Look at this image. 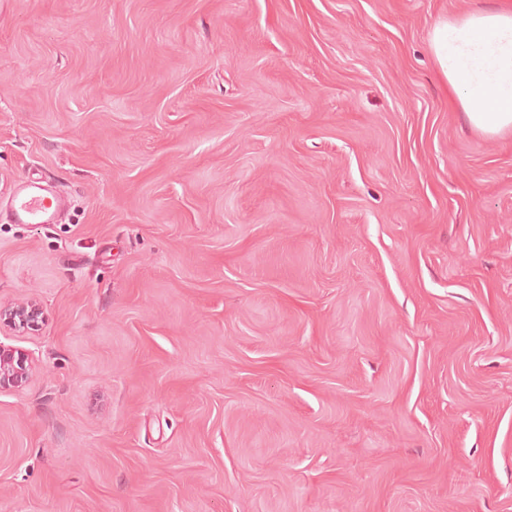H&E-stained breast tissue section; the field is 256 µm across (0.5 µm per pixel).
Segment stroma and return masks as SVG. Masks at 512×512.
<instances>
[{
    "label": "stroma",
    "mask_w": 512,
    "mask_h": 512,
    "mask_svg": "<svg viewBox=\"0 0 512 512\" xmlns=\"http://www.w3.org/2000/svg\"><path fill=\"white\" fill-rule=\"evenodd\" d=\"M495 0H0V512H512V133L429 48ZM64 210L63 197L42 178L22 181L10 202L15 224H54ZM42 306L37 299L0 306V326L4 325L17 332L35 331L39 327ZM32 374L29 358L11 346L0 344V389L23 388Z\"/></svg>",
    "instance_id": "1"
}]
</instances>
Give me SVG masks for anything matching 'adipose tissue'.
<instances>
[{"label": "adipose tissue", "instance_id": "1", "mask_svg": "<svg viewBox=\"0 0 512 512\" xmlns=\"http://www.w3.org/2000/svg\"><path fill=\"white\" fill-rule=\"evenodd\" d=\"M430 48L469 125L488 137L512 132V0L438 22Z\"/></svg>", "mask_w": 512, "mask_h": 512}]
</instances>
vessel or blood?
Masks as SVG:
<instances>
[{
	"label": "vessel or blood",
	"mask_w": 512,
	"mask_h": 512,
	"mask_svg": "<svg viewBox=\"0 0 512 512\" xmlns=\"http://www.w3.org/2000/svg\"><path fill=\"white\" fill-rule=\"evenodd\" d=\"M65 209V201L47 180L27 179L17 186L10 211L17 224H53Z\"/></svg>",
	"instance_id": "obj_1"
}]
</instances>
